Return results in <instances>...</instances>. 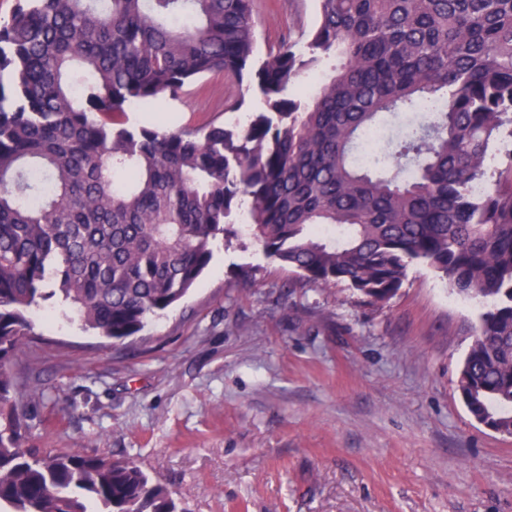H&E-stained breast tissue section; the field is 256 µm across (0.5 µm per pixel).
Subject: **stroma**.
<instances>
[{"label": "stroma", "instance_id": "35a3bbf8", "mask_svg": "<svg viewBox=\"0 0 512 512\" xmlns=\"http://www.w3.org/2000/svg\"><path fill=\"white\" fill-rule=\"evenodd\" d=\"M257 52L315 0H253ZM215 76L155 122L233 124ZM484 307L409 268L388 303L323 288L247 235L217 245L187 295L112 345L43 306L15 357L45 392L27 443L135 461L187 512H512V437L478 424L456 381Z\"/></svg>", "mask_w": 512, "mask_h": 512}]
</instances>
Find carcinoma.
<instances>
[{
    "mask_svg": "<svg viewBox=\"0 0 512 512\" xmlns=\"http://www.w3.org/2000/svg\"><path fill=\"white\" fill-rule=\"evenodd\" d=\"M316 2L261 59L252 0H20L0 20V512H187L131 460L28 447L44 394L11 361L49 301L136 335L240 216L282 267L370 305L414 264L489 303L456 387L512 434V0ZM211 74L229 111L258 93L249 122L122 121Z\"/></svg>",
    "mask_w": 512,
    "mask_h": 512,
    "instance_id": "obj_1",
    "label": "carcinoma"
}]
</instances>
